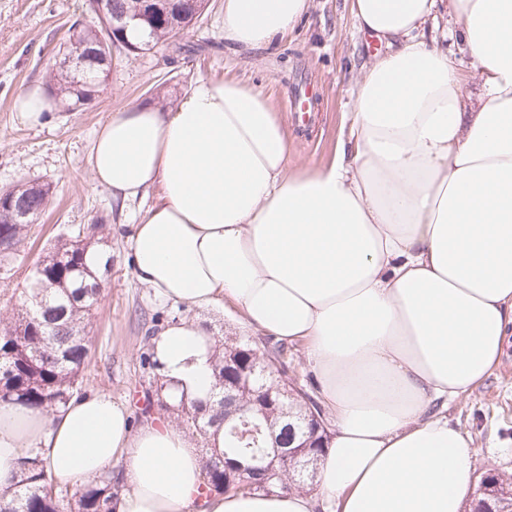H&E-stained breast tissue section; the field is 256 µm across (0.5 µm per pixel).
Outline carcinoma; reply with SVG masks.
<instances>
[{"label": "carcinoma", "instance_id": "carcinoma-1", "mask_svg": "<svg viewBox=\"0 0 512 512\" xmlns=\"http://www.w3.org/2000/svg\"><path fill=\"white\" fill-rule=\"evenodd\" d=\"M159 31L149 32L136 42L125 41L123 34L105 35L99 23L87 25L75 21L68 29V39L80 43L99 44L115 38L126 42L124 50L137 56L156 44L188 32L195 17L171 4ZM103 65H97L74 81L63 72L46 75L47 91L75 107L83 99L92 98L106 83L111 73L112 52ZM10 192L28 200L32 214L29 221L37 223L49 203L50 186L33 182L15 185ZM0 269L5 267L24 243L28 225L0 226ZM91 235L82 233V226L71 227L57 236L46 255L32 270L26 295L34 300V308L17 316L13 322H0V401L18 403L47 412L64 408L79 390L81 373L88 358V347L80 325L90 318L101 299L100 267L88 264ZM194 413L177 412L185 429L202 444L200 452L207 455L205 488L226 493H270L281 488L276 478L265 485L236 480L224 483V460L208 457L203 447L206 430L197 420L201 402L191 403ZM266 453L263 439L241 442L224 434V454L237 466H251ZM120 491L118 477L109 470L93 483L79 487L69 498L61 496L42 460L31 457L22 462V475L9 496L0 497V512H111L112 499Z\"/></svg>", "mask_w": 512, "mask_h": 512}]
</instances>
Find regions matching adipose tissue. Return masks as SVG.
<instances>
[{"label": "adipose tissue", "mask_w": 512, "mask_h": 512, "mask_svg": "<svg viewBox=\"0 0 512 512\" xmlns=\"http://www.w3.org/2000/svg\"><path fill=\"white\" fill-rule=\"evenodd\" d=\"M310 8L224 0V40L268 48ZM439 8L353 0L358 31L386 51L326 167H290L274 107L232 80L199 81L170 110L111 114L88 155L114 206L148 203L128 237L140 286L201 310L232 301L248 326L301 346L330 418L315 488L201 496L204 459L184 429L133 426L93 392L57 414L0 402V493L38 456L72 485L121 464L113 512H464L472 453L446 411L512 335V0H448L456 53L427 35ZM217 344L193 319L152 337L173 401L218 399Z\"/></svg>", "instance_id": "1"}]
</instances>
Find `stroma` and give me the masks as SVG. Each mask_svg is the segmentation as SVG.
I'll use <instances>...</instances> for the list:
<instances>
[{
	"label": "stroma",
	"instance_id": "1",
	"mask_svg": "<svg viewBox=\"0 0 512 512\" xmlns=\"http://www.w3.org/2000/svg\"><path fill=\"white\" fill-rule=\"evenodd\" d=\"M223 10L224 0H210L193 30L153 52L133 57L113 48L109 81L89 105L65 112L49 104L42 124L32 127L19 121L13 103L43 83L52 49L74 20L86 19L85 0H0V190L21 181L47 183L53 190L10 271L0 274V317L17 313L29 269L51 240L71 225H99L112 263L86 328L82 389L125 403L137 426L146 420L151 376L141 368L140 355L153 320L164 323L197 311L157 302L135 281L126 237L144 208L117 210L108 191L93 182L87 157L95 130L114 112L175 106L197 81L234 79L263 89L288 128L291 165L312 170L331 161L353 87L381 51L357 32L351 0H312L297 32L268 50H227ZM447 415L470 439L475 473L484 472L491 459L512 473V338L494 374L469 397L449 404Z\"/></svg>",
	"mask_w": 512,
	"mask_h": 512
}]
</instances>
